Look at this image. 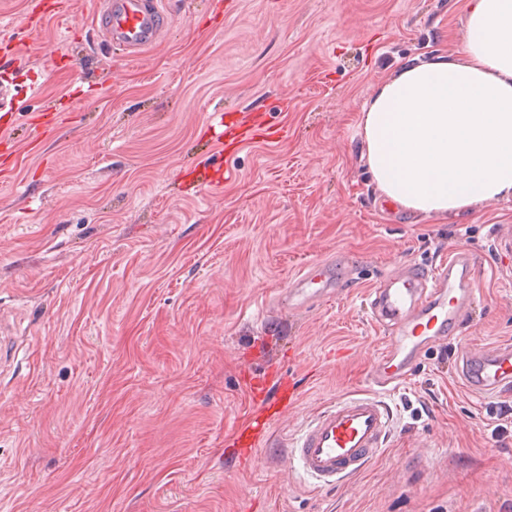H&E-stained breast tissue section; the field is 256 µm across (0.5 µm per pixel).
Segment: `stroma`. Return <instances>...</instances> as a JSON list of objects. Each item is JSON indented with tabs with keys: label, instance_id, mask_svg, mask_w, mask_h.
<instances>
[{
	"label": "stroma",
	"instance_id": "35a3bbf8",
	"mask_svg": "<svg viewBox=\"0 0 512 512\" xmlns=\"http://www.w3.org/2000/svg\"><path fill=\"white\" fill-rule=\"evenodd\" d=\"M462 2L170 0L167 38L129 60L102 43L95 0L32 30L30 0H0V54L38 92L0 178V512H512V393L478 399L454 375L462 343L512 341V201L447 224L392 211L356 133L376 82L460 50ZM254 111L278 137L210 145L211 113ZM458 248L478 266L460 335L385 392L384 454L310 486L283 442L370 392L367 290ZM317 261L343 288L269 311ZM264 375L301 395L242 461L232 435Z\"/></svg>",
	"mask_w": 512,
	"mask_h": 512
}]
</instances>
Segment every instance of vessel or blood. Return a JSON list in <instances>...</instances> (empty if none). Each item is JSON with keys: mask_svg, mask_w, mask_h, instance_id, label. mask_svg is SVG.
I'll use <instances>...</instances> for the list:
<instances>
[{"mask_svg": "<svg viewBox=\"0 0 512 512\" xmlns=\"http://www.w3.org/2000/svg\"><path fill=\"white\" fill-rule=\"evenodd\" d=\"M107 44L122 48L126 57L140 56L160 42L170 15L166 0H100L96 12ZM11 77L0 79V135L20 114L14 108ZM326 263L307 267L288 289L291 305L303 308L334 294L340 281ZM476 263L468 253L449 254L430 269L404 265L364 297L372 321L385 334V345L373 369V382L380 388L403 384L425 348L435 340L457 335L470 300ZM456 372L478 396L497 395L512 388V342L468 344L461 348ZM262 410L277 408L282 401H297L287 387L273 390L265 382L252 388ZM392 421L391 409L377 396L354 394L320 410L304 426L290 447L293 468L332 486L361 472L383 450ZM265 426L251 419L239 426L234 442L239 448L259 447Z\"/></svg>", "mask_w": 512, "mask_h": 512, "instance_id": "obj_1", "label": "vessel or blood"}]
</instances>
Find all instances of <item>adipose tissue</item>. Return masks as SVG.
<instances>
[{
  "instance_id": "ef3b65f1",
  "label": "adipose tissue",
  "mask_w": 512,
  "mask_h": 512,
  "mask_svg": "<svg viewBox=\"0 0 512 512\" xmlns=\"http://www.w3.org/2000/svg\"><path fill=\"white\" fill-rule=\"evenodd\" d=\"M460 52L404 65L357 117L381 195L441 223L512 199V0H466Z\"/></svg>"
}]
</instances>
